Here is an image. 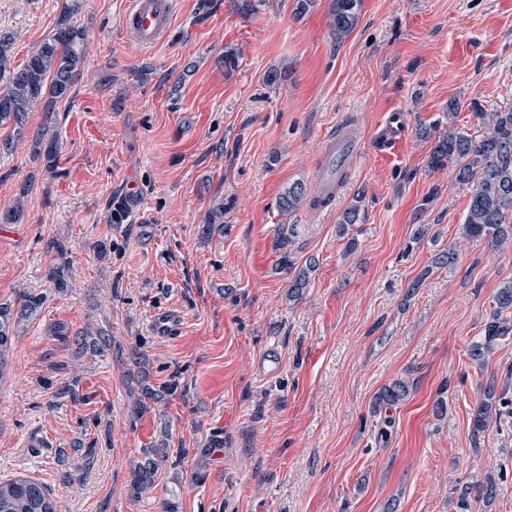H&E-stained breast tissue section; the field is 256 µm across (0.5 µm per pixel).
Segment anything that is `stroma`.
I'll return each instance as SVG.
<instances>
[{
    "label": "stroma",
    "mask_w": 512,
    "mask_h": 512,
    "mask_svg": "<svg viewBox=\"0 0 512 512\" xmlns=\"http://www.w3.org/2000/svg\"><path fill=\"white\" fill-rule=\"evenodd\" d=\"M174 2L165 39L142 48L124 31L129 0H82L71 96L0 126V210L32 186L18 223L0 224V305L43 298L0 372V481L38 480L61 512H457V486L491 475L499 496L471 497L467 512H512V405L470 437L481 383L512 393V338L484 367L468 354L512 281V244L462 237L469 196L451 168L429 167L418 134L453 99L471 129L475 108L512 107V0H362L340 41L333 0L302 14L296 0H211L205 13ZM65 3L0 0L14 64L55 33ZM395 113L405 137L388 148ZM343 124L362 151L333 202L284 216V189L315 188L323 137ZM43 128L58 138L51 168L34 152ZM356 202L363 223L340 226ZM287 222L294 262L317 260L296 305L279 266ZM54 240L69 250L63 289ZM452 246L455 264L433 267ZM161 313L172 335L156 333ZM85 329L111 348H77ZM135 351L154 385L179 384L140 416ZM55 363L76 377L72 396L50 387ZM396 380L408 396L374 410ZM33 434L44 447H28ZM162 441L153 488L132 498L133 465Z\"/></svg>",
    "instance_id": "1"
}]
</instances>
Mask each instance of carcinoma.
<instances>
[{"mask_svg": "<svg viewBox=\"0 0 512 512\" xmlns=\"http://www.w3.org/2000/svg\"><path fill=\"white\" fill-rule=\"evenodd\" d=\"M362 0H334L331 27L340 41L348 36L360 19ZM84 32L70 24V14L60 20L55 34L45 40L29 57L25 64L16 67L7 52V45L0 40V77H8V83L0 89V125L12 121L23 125L27 112L42 97L51 104L71 94L84 58ZM460 104L448 103V111L439 120L419 130L422 138L432 141L429 165L441 169L453 167L457 185L468 190L469 205L462 225V235L469 239L488 238L494 244L512 242V109L496 112H479L481 121L479 136L457 126L456 117ZM448 124L439 135L434 132ZM41 130L35 136L36 147H44L47 166L55 164L57 158L55 138H46ZM30 193V186L21 188L14 206L0 213V220L8 224L16 222L21 215ZM313 207L323 205L309 196L307 185L301 181L288 186L280 197L279 209L289 215L303 204ZM316 268L312 258L288 279V301L297 304L303 300L310 285V273ZM512 313V282L498 289L495 310L486 324L484 335L470 349V358L483 366L484 359L496 341L512 334V320L505 312ZM12 313L8 307H0V347L7 345L12 336ZM131 362L140 374L134 412L141 415L150 409L148 403L158 402L171 395L176 385L161 388L148 382L150 373L147 359L134 351ZM482 397L473 414L471 440L477 445L501 409L509 405L506 390L499 389L496 378H489L481 386ZM408 393V385L396 380L384 387L376 396V405L386 409L402 401ZM159 449L149 448L144 460L137 463L133 471L129 492L139 498L154 485L159 469L155 455ZM500 487L490 476L478 485L479 496L492 504L499 495ZM0 512H59L51 491L41 482L27 477L0 481Z\"/></svg>", "mask_w": 512, "mask_h": 512, "instance_id": "cac0c4a2", "label": "carcinoma"}]
</instances>
